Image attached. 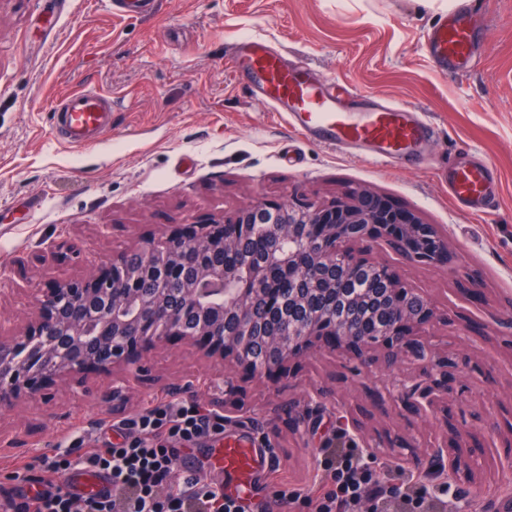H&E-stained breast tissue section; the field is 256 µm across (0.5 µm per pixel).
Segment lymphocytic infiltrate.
<instances>
[{"label": "lymphocytic infiltrate", "instance_id": "1", "mask_svg": "<svg viewBox=\"0 0 512 512\" xmlns=\"http://www.w3.org/2000/svg\"><path fill=\"white\" fill-rule=\"evenodd\" d=\"M123 442L104 448H69L32 458L37 488L25 512H237L224 486L203 470L181 477L172 439L210 437L224 427L197 405L169 404L124 422ZM81 473L100 477L98 490L73 485Z\"/></svg>", "mask_w": 512, "mask_h": 512}]
</instances>
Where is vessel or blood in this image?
Masks as SVG:
<instances>
[{"label":"vessel or blood","instance_id":"obj_1","mask_svg":"<svg viewBox=\"0 0 512 512\" xmlns=\"http://www.w3.org/2000/svg\"><path fill=\"white\" fill-rule=\"evenodd\" d=\"M484 22L473 13H452L441 19L428 36L426 47L434 65L444 72L467 69ZM233 66L247 75L256 94L283 113L304 137L327 145L368 148L377 163L424 154L435 139L434 127L406 105H380L363 116L341 110L323 83L311 78L286 56L255 37L237 42L227 53ZM53 119L61 140L74 147L91 146L112 124V102L89 89L67 96L55 108ZM490 169L482 163L456 167L448 173V194L474 214L488 211ZM217 458L226 469L249 478L262 466L257 448H221Z\"/></svg>","mask_w":512,"mask_h":512}]
</instances>
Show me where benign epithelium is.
Returning <instances> with one entry per match:
<instances>
[{
  "label": "benign epithelium",
  "mask_w": 512,
  "mask_h": 512,
  "mask_svg": "<svg viewBox=\"0 0 512 512\" xmlns=\"http://www.w3.org/2000/svg\"><path fill=\"white\" fill-rule=\"evenodd\" d=\"M251 235L264 243L263 265L204 266L190 281L179 278L174 259L183 250H235ZM374 244L389 247L408 263L436 269L450 263L447 238L434 225L371 190L317 206L272 204L258 197L221 221L149 238L106 266L88 262L82 277L36 293L34 312L22 331L0 336V407L36 396L45 384L64 382L89 369L110 374L130 364L133 353L148 352L179 336L200 344L206 355L230 359L255 376L280 373L286 378L291 362L323 342L361 358L375 357L388 369L411 348L424 367L418 379L401 387L397 398L414 413L432 412L444 400L442 377L448 371L438 353L416 336L438 320L436 307L388 264L365 257ZM134 256L144 264L165 266V278L150 296L125 287L133 276ZM302 256L314 264L337 265L348 276L371 269L385 278L393 299L387 325L367 334L355 316L344 321L311 314L271 339L268 352H254L259 317L251 297L263 294L268 305L279 304L282 291L273 274L293 270L301 277L304 267L297 262ZM227 312L238 316L234 336L224 335ZM442 427L449 441L435 445L417 464L425 487L449 475L448 443L462 449L474 442L448 418ZM359 428L355 421L344 424L331 443L357 449L356 463L372 476L374 456L358 448Z\"/></svg>",
  "instance_id": "1"
}]
</instances>
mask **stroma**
Segmentation results:
<instances>
[{
	"label": "stroma",
	"mask_w": 512,
	"mask_h": 512,
	"mask_svg": "<svg viewBox=\"0 0 512 512\" xmlns=\"http://www.w3.org/2000/svg\"><path fill=\"white\" fill-rule=\"evenodd\" d=\"M486 13L474 63L459 74L432 65L423 46L448 13ZM266 39L290 63L324 81L347 84L350 107L405 104L434 123L420 163L378 164L366 149L325 146L291 129L234 75L224 51L246 36ZM93 87L112 100V127L92 147L57 139L52 109ZM481 160L496 183L492 210L473 215L448 194L446 166ZM366 188L436 225L452 266L388 262L429 294L439 323L429 340L448 360V409L477 436L476 470L458 467L435 512L512 507L507 432L491 418L512 405V0H151L128 17L111 0H0V334L27 317L38 289L82 276L79 257L105 264L144 238L212 217L223 219L255 197L270 203L328 202ZM45 238L73 254L42 262ZM477 326L465 331L466 322ZM275 382L221 369L194 343L171 338L141 364L113 378L95 371L49 384L50 400L0 407V495L21 501L34 486L24 465L83 435L104 446V422L133 418L161 403L191 401L234 411L220 435L190 443L187 465L231 488L243 512H319L334 489L327 441L344 417L358 419V443L371 448L378 478L417 484L412 459L442 434L435 414L413 416L396 397L397 380L421 366L406 354L394 371L375 360L324 349L291 363ZM182 393H172V386ZM122 387L127 403L108 394ZM390 432L399 447L379 444ZM244 440L268 449L243 487L213 464L211 451Z\"/></svg>",
	"instance_id": "1"
}]
</instances>
